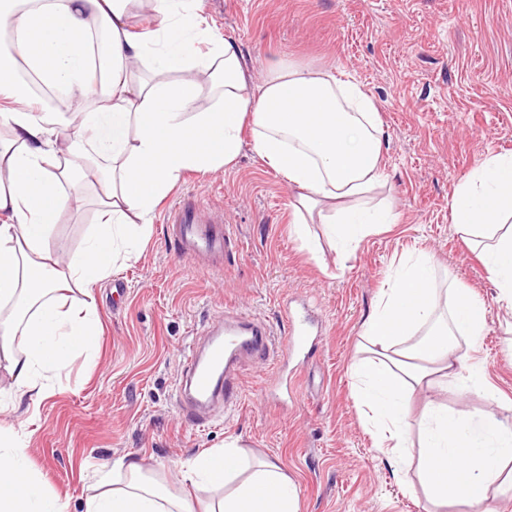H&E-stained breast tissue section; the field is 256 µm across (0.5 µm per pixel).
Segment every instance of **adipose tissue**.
<instances>
[{"label": "adipose tissue", "mask_w": 512, "mask_h": 512, "mask_svg": "<svg viewBox=\"0 0 512 512\" xmlns=\"http://www.w3.org/2000/svg\"><path fill=\"white\" fill-rule=\"evenodd\" d=\"M132 0H0V353L13 391L0 401V512H67L28 466L31 433L6 412L35 415L53 395L75 354L92 356L101 321L92 288L115 262L148 239L152 214L183 172L231 167L250 129L254 153L280 172L293 191L295 231L302 249L317 244L304 228L319 214L339 256L358 248L392 209L373 211L366 196L386 185L385 133L373 95L333 70L271 60L255 79L242 49L204 27L196 0H151L156 29H129ZM108 32L109 73L95 79L88 63L91 33ZM26 64L48 87L73 98L94 94L99 107L80 112L59 136L34 116L18 75ZM92 180L101 191V222L87 246L70 253L53 235L74 202L64 184ZM451 220L480 258L512 309V155L485 157L457 185ZM391 288L363 324L373 352L353 358L356 397L381 436L401 478L417 474L432 506L461 499L485 503L491 490L512 493V428L493 415L473 417L428 402L419 436L409 432V401L417 387L496 391L477 366L454 354L453 337L477 340L487 309L466 288L443 303L430 256L403 257ZM79 290V304L66 293ZM418 442L416 470L406 454ZM179 482L205 501V512H297L295 484L281 465L248 455L230 441L177 465ZM83 512H193L158 473L137 458L101 466Z\"/></svg>", "instance_id": "ef3b65f1"}]
</instances>
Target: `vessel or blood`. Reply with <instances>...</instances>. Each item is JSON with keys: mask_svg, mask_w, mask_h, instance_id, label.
<instances>
[{"mask_svg": "<svg viewBox=\"0 0 512 512\" xmlns=\"http://www.w3.org/2000/svg\"><path fill=\"white\" fill-rule=\"evenodd\" d=\"M201 210L195 199L176 203L166 215L167 233L178 256L216 265L231 251L234 234L222 221L203 218ZM279 307L286 332L276 345L266 324L250 316L221 317L207 326L203 348L190 351L185 359L186 397L180 403L185 423L202 425L213 405L236 401L238 362L272 358L284 366L289 358L308 354L321 341V326L299 315L288 302H280Z\"/></svg>", "mask_w": 512, "mask_h": 512, "instance_id": "obj_1", "label": "vessel or blood"}]
</instances>
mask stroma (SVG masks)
Returning <instances> with one entry per match:
<instances>
[{
	"mask_svg": "<svg viewBox=\"0 0 512 512\" xmlns=\"http://www.w3.org/2000/svg\"><path fill=\"white\" fill-rule=\"evenodd\" d=\"M215 34L239 44L254 69L286 60L342 72L369 90L385 132L388 189L371 205L390 204L397 222L347 258L325 227H309L319 259L292 232L284 176L244 147L228 169L185 173L156 207L152 233L131 259L118 262L93 289L103 334L94 368L76 358L31 421L29 464L46 486L82 512L105 461L125 455L173 474L179 461L237 441L279 460L297 486L299 512H428L421 488L398 479L361 417L349 365L362 326L395 262L428 254L435 286L470 288L488 310L476 343L455 352L478 365L496 400L455 388H424L425 403L512 424V311L497 302L489 274L451 221L455 187L491 154L512 153V0H201ZM64 211L54 229L70 252L84 249L99 222L94 190ZM223 212L238 247L222 269L178 258L164 217L180 199ZM305 302L326 335L300 365L295 404L262 401L271 378L244 363L240 397L200 427L187 426L176 403L184 355L218 312L261 317L281 335L283 297Z\"/></svg>",
	"mask_w": 512,
	"mask_h": 512,
	"instance_id": "stroma-1",
	"label": "stroma"
}]
</instances>
